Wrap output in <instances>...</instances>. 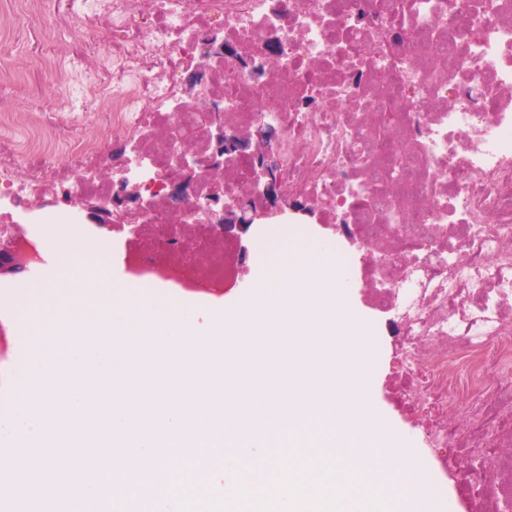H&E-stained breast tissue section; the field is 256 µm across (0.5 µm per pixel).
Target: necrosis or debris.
Returning <instances> with one entry per match:
<instances>
[{"label": "necrosis or debris", "mask_w": 512, "mask_h": 512, "mask_svg": "<svg viewBox=\"0 0 512 512\" xmlns=\"http://www.w3.org/2000/svg\"><path fill=\"white\" fill-rule=\"evenodd\" d=\"M42 24L91 41L86 93L111 110L96 122L63 99L30 113L24 145L0 140V223L25 229L28 280L53 246L44 225L75 224L140 285L233 291L237 245L208 230L206 204L263 208L264 179L244 155L205 166L218 128L275 127L281 191L330 206L314 223L285 211L255 238L332 244L374 345L401 347L394 378L415 377L438 413L430 438L453 451L467 512H512V0H54ZM47 132L66 137L64 164ZM182 156L197 179L174 208ZM121 181L150 205L100 232L86 203L113 208Z\"/></svg>", "instance_id": "necrosis-or-debris-1"}]
</instances>
